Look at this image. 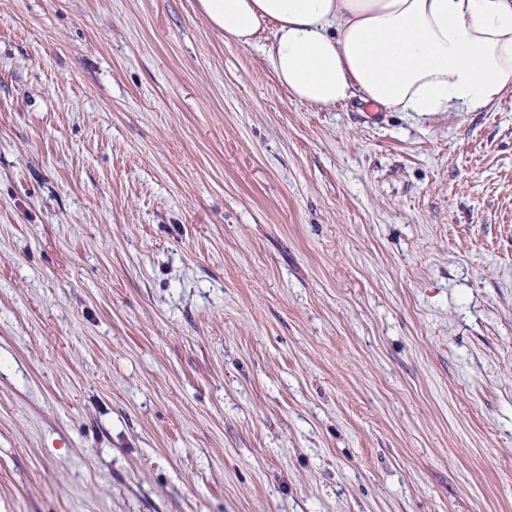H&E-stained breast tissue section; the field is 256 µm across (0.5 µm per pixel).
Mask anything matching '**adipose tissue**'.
Segmentation results:
<instances>
[{
  "label": "adipose tissue",
  "instance_id": "ef3b65f1",
  "mask_svg": "<svg viewBox=\"0 0 512 512\" xmlns=\"http://www.w3.org/2000/svg\"><path fill=\"white\" fill-rule=\"evenodd\" d=\"M225 40L273 32L292 99L391 112H479L512 91V0H199Z\"/></svg>",
  "mask_w": 512,
  "mask_h": 512
}]
</instances>
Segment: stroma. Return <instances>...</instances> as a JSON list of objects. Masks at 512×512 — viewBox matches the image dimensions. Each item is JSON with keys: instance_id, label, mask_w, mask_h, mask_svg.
<instances>
[{"instance_id": "obj_1", "label": "stroma", "mask_w": 512, "mask_h": 512, "mask_svg": "<svg viewBox=\"0 0 512 512\" xmlns=\"http://www.w3.org/2000/svg\"><path fill=\"white\" fill-rule=\"evenodd\" d=\"M198 0H0V512H512V92L289 98Z\"/></svg>"}]
</instances>
